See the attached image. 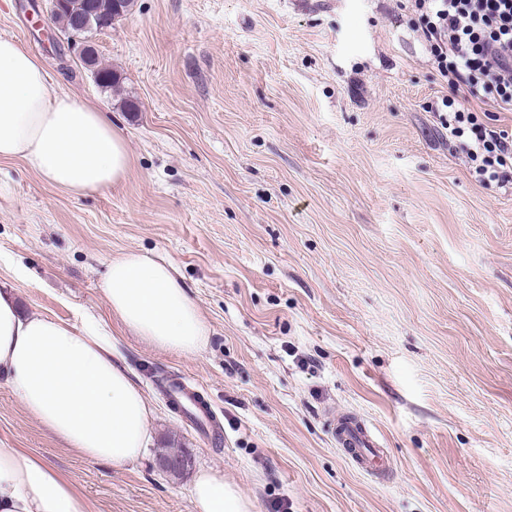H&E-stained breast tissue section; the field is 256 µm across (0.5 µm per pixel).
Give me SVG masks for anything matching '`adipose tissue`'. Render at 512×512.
Segmentation results:
<instances>
[{
  "instance_id": "1",
  "label": "adipose tissue",
  "mask_w": 512,
  "mask_h": 512,
  "mask_svg": "<svg viewBox=\"0 0 512 512\" xmlns=\"http://www.w3.org/2000/svg\"><path fill=\"white\" fill-rule=\"evenodd\" d=\"M0 158H21L53 186L74 195L125 177L130 155L110 113L59 92L37 55L0 37ZM101 290L112 312L151 345L185 356L208 329L175 266L126 252L112 259ZM83 329L41 314L22 315L0 289V375L26 410L67 447L122 467L151 439L152 408L112 358V339L92 317ZM196 512H249L222 474L198 472ZM0 512H89L87 500L54 467L22 448L0 447Z\"/></svg>"
}]
</instances>
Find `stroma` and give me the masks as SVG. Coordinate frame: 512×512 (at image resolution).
I'll return each instance as SVG.
<instances>
[{
  "mask_svg": "<svg viewBox=\"0 0 512 512\" xmlns=\"http://www.w3.org/2000/svg\"><path fill=\"white\" fill-rule=\"evenodd\" d=\"M406 0H134L94 35L102 88L49 0H0V36L78 102L110 112L131 167L72 195L0 159V285L25 312L94 315L154 410L122 468L54 439L0 379V446L71 480L92 512H195L202 469L251 512H512V184L486 187L432 103ZM170 260L209 328L185 357L127 332L101 294L112 257ZM203 393L219 439L158 391ZM361 418L378 478L337 445ZM191 459L174 475L158 459Z\"/></svg>",
  "mask_w": 512,
  "mask_h": 512,
  "instance_id": "obj_1",
  "label": "stroma"
}]
</instances>
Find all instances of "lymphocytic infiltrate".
Listing matches in <instances>:
<instances>
[{
  "instance_id": "f902f5d3",
  "label": "lymphocytic infiltrate",
  "mask_w": 512,
  "mask_h": 512,
  "mask_svg": "<svg viewBox=\"0 0 512 512\" xmlns=\"http://www.w3.org/2000/svg\"><path fill=\"white\" fill-rule=\"evenodd\" d=\"M428 60L448 84L433 105L486 186L512 177V136L479 119L473 102L512 112V0H410Z\"/></svg>"
}]
</instances>
